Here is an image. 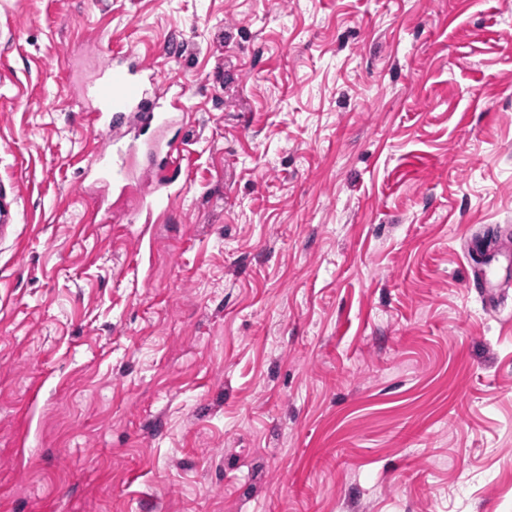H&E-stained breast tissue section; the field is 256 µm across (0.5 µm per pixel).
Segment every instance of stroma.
Here are the masks:
<instances>
[{
  "instance_id": "1",
  "label": "stroma",
  "mask_w": 512,
  "mask_h": 512,
  "mask_svg": "<svg viewBox=\"0 0 512 512\" xmlns=\"http://www.w3.org/2000/svg\"><path fill=\"white\" fill-rule=\"evenodd\" d=\"M107 48L188 90L154 224ZM1 206L0 512H512L503 0H0ZM131 152V147L125 152L114 147L108 152H93L83 168L84 178L106 180L112 182L113 188L119 190L120 193L126 192Z\"/></svg>"
}]
</instances>
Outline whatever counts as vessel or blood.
I'll return each mask as SVG.
<instances>
[{
    "mask_svg": "<svg viewBox=\"0 0 512 512\" xmlns=\"http://www.w3.org/2000/svg\"><path fill=\"white\" fill-rule=\"evenodd\" d=\"M101 68V81L87 93L92 103V123L100 131L107 133L132 123L144 131L156 132L187 121V89L182 83L162 79L152 69L144 73L140 68L123 65L119 52L111 49ZM179 151V144L173 139L152 143L149 157L156 165L157 180L145 206L135 215V223H156L173 209L178 197L174 186ZM129 159V152L118 148L93 152L83 175L109 181L116 190L127 191Z\"/></svg>",
    "mask_w": 512,
    "mask_h": 512,
    "instance_id": "1",
    "label": "vessel or blood"
}]
</instances>
